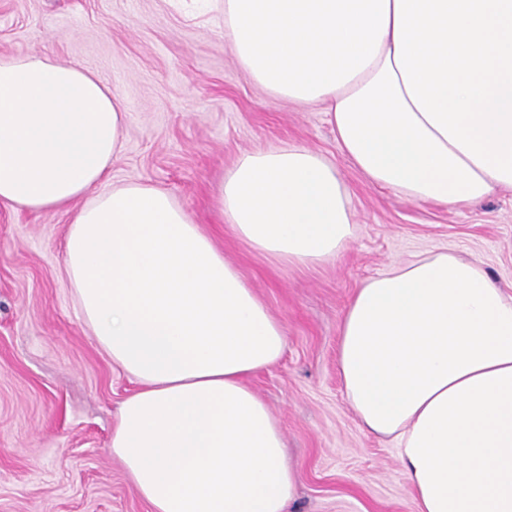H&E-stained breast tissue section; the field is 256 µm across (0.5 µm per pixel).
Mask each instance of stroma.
<instances>
[{
  "mask_svg": "<svg viewBox=\"0 0 512 512\" xmlns=\"http://www.w3.org/2000/svg\"><path fill=\"white\" fill-rule=\"evenodd\" d=\"M45 54L96 73L123 99L107 185L167 191L234 264L288 335L248 380L301 473L288 512H415L390 443L347 403L338 325L355 288L443 249L512 286V191L423 204L379 187L342 155L321 105L252 82L224 39V0H0V57ZM297 144L331 160L356 235L334 260L282 265L219 223V185L245 152ZM70 215L0 207V512H149L110 448L134 382L89 336L63 268Z\"/></svg>",
  "mask_w": 512,
  "mask_h": 512,
  "instance_id": "obj_1",
  "label": "stroma"
}]
</instances>
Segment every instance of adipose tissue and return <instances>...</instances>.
<instances>
[{
  "mask_svg": "<svg viewBox=\"0 0 512 512\" xmlns=\"http://www.w3.org/2000/svg\"><path fill=\"white\" fill-rule=\"evenodd\" d=\"M224 36L259 87L321 105L375 185L442 205L512 189V0H224ZM125 124L87 68L0 58V205L71 212L66 277L137 385L112 454L151 512H287L301 476L247 384L282 358L285 327L168 192L87 198ZM219 211L288 265L333 260L356 233L335 164L293 144L241 155ZM338 336L346 400L394 443L416 512H512V293L441 251L366 279Z\"/></svg>",
  "mask_w": 512,
  "mask_h": 512,
  "instance_id": "adipose-tissue-1",
  "label": "adipose tissue"
}]
</instances>
